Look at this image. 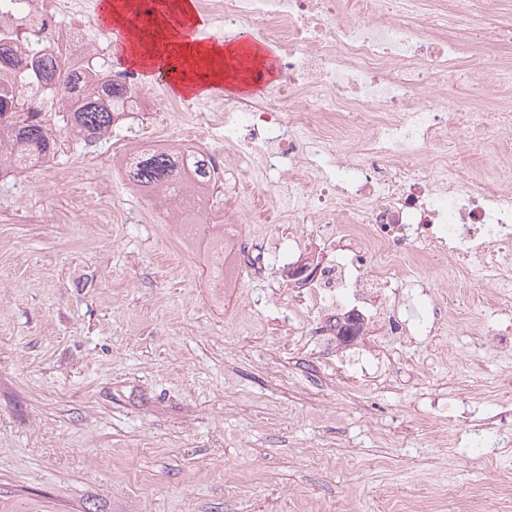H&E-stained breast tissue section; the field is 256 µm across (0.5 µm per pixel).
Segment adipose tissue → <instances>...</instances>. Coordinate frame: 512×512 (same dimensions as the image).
<instances>
[{
	"label": "adipose tissue",
	"instance_id": "ef3b65f1",
	"mask_svg": "<svg viewBox=\"0 0 512 512\" xmlns=\"http://www.w3.org/2000/svg\"><path fill=\"white\" fill-rule=\"evenodd\" d=\"M169 16L159 17L147 30L133 34V52L128 59L130 65L152 59L168 52L180 55L183 60V80L178 87L184 96H203L211 87L240 81L239 61L246 55L240 48L212 45L180 40L179 32L172 20L178 16L190 18L196 25H203L195 0H169Z\"/></svg>",
	"mask_w": 512,
	"mask_h": 512
}]
</instances>
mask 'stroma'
Returning <instances> with one entry per match:
<instances>
[{"label":"stroma","instance_id":"35a3bbf8","mask_svg":"<svg viewBox=\"0 0 512 512\" xmlns=\"http://www.w3.org/2000/svg\"><path fill=\"white\" fill-rule=\"evenodd\" d=\"M123 131L60 138L54 156L0 176V489L62 512H512V300L430 267L415 312L448 292L474 324L425 345L312 333L282 264L212 286L206 245L157 223L112 181ZM287 241L264 205L226 242ZM482 339L484 349L473 353ZM362 363V389L337 363Z\"/></svg>","mask_w":512,"mask_h":512}]
</instances>
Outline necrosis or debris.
Instances as JSON below:
<instances>
[{
	"instance_id": "4bbe7bcc",
	"label": "necrosis or debris",
	"mask_w": 512,
	"mask_h": 512,
	"mask_svg": "<svg viewBox=\"0 0 512 512\" xmlns=\"http://www.w3.org/2000/svg\"><path fill=\"white\" fill-rule=\"evenodd\" d=\"M0 0V94L21 97L26 112L47 100L75 101V93L44 82L37 59L71 62L86 90L100 74L141 97L130 71H109L98 32L86 24L87 0H41L22 13ZM202 11L231 37L274 45L279 78L257 99L179 107L155 95L153 109L176 113L186 127L178 151L215 128L224 146L212 153L215 170L234 175L227 196L241 207L225 212L242 223V168L263 178L261 198L278 223L318 227L335 256L310 259V271L291 280L296 297L322 304L319 333L341 324L357 335L415 330L412 300L429 286L418 270L437 264L469 285L484 281L512 298V56L487 66L469 64L476 106L443 107L448 74L466 43L486 46L512 33V9L489 0H199ZM94 50L92 61L78 58ZM476 129L495 135L493 172L465 173L453 156ZM269 258L264 239L227 252L224 284L241 269L260 272Z\"/></svg>"
}]
</instances>
